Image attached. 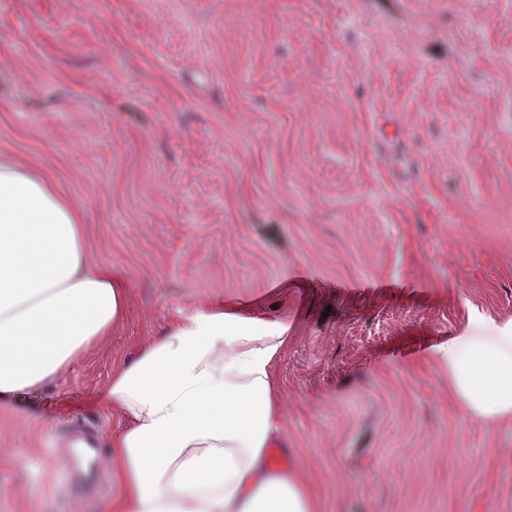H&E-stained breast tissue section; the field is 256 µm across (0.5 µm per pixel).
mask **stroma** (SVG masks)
I'll return each mask as SVG.
<instances>
[{
  "label": "stroma",
  "instance_id": "stroma-1",
  "mask_svg": "<svg viewBox=\"0 0 512 512\" xmlns=\"http://www.w3.org/2000/svg\"><path fill=\"white\" fill-rule=\"evenodd\" d=\"M0 151L132 282L123 329L0 402V512H106L70 443L210 300L292 324L277 442L322 512H512V425L430 359L512 318V0H0Z\"/></svg>",
  "mask_w": 512,
  "mask_h": 512
}]
</instances>
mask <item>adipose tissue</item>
I'll list each match as a JSON object with an SVG mask.
<instances>
[{
  "mask_svg": "<svg viewBox=\"0 0 512 512\" xmlns=\"http://www.w3.org/2000/svg\"><path fill=\"white\" fill-rule=\"evenodd\" d=\"M85 240L76 203L0 152V397L39 391L125 323L127 287ZM288 331L279 317L201 307L117 362L106 403L124 424L108 439L107 512H317L305 472L278 473L268 453ZM433 358L467 418L512 422V319L471 309Z\"/></svg>",
  "mask_w": 512,
  "mask_h": 512,
  "instance_id": "1",
  "label": "adipose tissue"
}]
</instances>
